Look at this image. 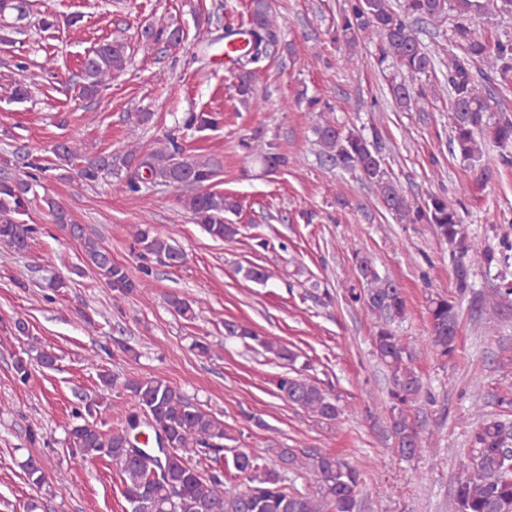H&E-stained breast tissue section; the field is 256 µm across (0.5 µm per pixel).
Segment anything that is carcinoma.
Masks as SVG:
<instances>
[{"mask_svg":"<svg viewBox=\"0 0 512 512\" xmlns=\"http://www.w3.org/2000/svg\"><path fill=\"white\" fill-rule=\"evenodd\" d=\"M340 21L336 25V49L346 64L355 60L359 47L375 45L374 64L387 80L395 107L401 112H423L428 98L448 96L451 106V137L448 150L472 169H486L487 146L499 148L498 162L512 165V112L501 108L494 94L482 93L478 79L490 88L512 84V35L507 33L491 42L476 35L473 20L478 16H512V0H342ZM15 14L21 21L29 15L28 0H0V16ZM448 24L447 41L459 49L446 57L430 50L420 39L417 25L436 28ZM250 39L247 47L235 52L238 64L237 91L243 103L255 98L254 71L251 66L271 56L278 45V15L270 0H250L248 12ZM146 48L165 43L171 48L181 45L180 30H148L142 35ZM446 67L444 82H430L435 62ZM126 43L104 42L95 47L81 67L80 96L98 97L106 87L107 77L125 69ZM329 105L319 110L314 128L318 156L329 167L341 169L365 181L382 208L399 224H429L440 238L455 245L452 254L456 265L457 287H470L465 259L474 249L463 227L464 218L457 204L445 195L429 193L421 201L410 197L385 168L377 138H368L348 128L333 116ZM150 115L141 112L130 128L131 144L123 154L112 157H88L73 139L53 146L54 157L78 167L79 177L95 183L112 175L125 174L126 192L134 199L153 185L174 189L196 187L199 192L183 197L185 207L196 223L215 240L231 241L239 234L235 224H228L224 214L239 210L233 195L206 190L217 176L208 159L182 157L183 148L174 135L165 137L162 147L148 154L138 153L139 126ZM217 125L210 112H191L183 122L187 129H208ZM32 184L25 179L0 181V242L16 252L27 248L34 227L17 220L30 203ZM76 240L84 262L101 278L106 287L121 296L135 294L144 287L128 268L112 261V254L96 239L79 231ZM134 243L143 261L166 259L174 266L185 261V254L169 243L148 224L136 229ZM364 283L360 292L349 289L352 302L362 305L379 322L373 340L374 354L389 369L394 388L391 398L396 413L390 417V432L401 456L410 458L420 452L421 442L412 422L400 406L416 403L423 384L411 367L416 353L409 349L392 328L405 312L401 288L387 276L378 274L370 260L360 258L356 264ZM167 304L178 316L194 317L192 303L177 294L167 297ZM459 323V303L455 298L439 296L431 300L429 325L432 347L450 358L455 351ZM227 335L252 340L274 356L290 371L274 381L277 395L312 416L334 422L342 413L332 386L313 379L295 367L299 354L288 345L261 337L250 327L224 322ZM16 382L25 384L31 376V362L16 359L12 365ZM132 402V412L122 427L101 429L97 422L85 420L74 425L64 440L74 458L92 461L108 458L117 465L124 479V497L130 512H356L359 473L348 463L317 450L297 453L292 448L278 451L286 466L313 473L316 490L304 493L288 483L277 469L261 462L246 451L232 457L234 477L246 489L234 494L224 491L229 470L222 466L201 472L192 464V456H207L218 462L224 455V441L229 439L224 421L204 410L178 387L161 378L132 379L123 384ZM150 416L148 443L163 434L170 449L156 456L132 457L131 438L140 431L139 415ZM512 432L500 420L487 418L475 428L469 458L455 482V512H512V480L501 475L512 460ZM163 479H154L155 472ZM28 482L40 488L46 482L42 467L33 459L25 464Z\"/></svg>","mask_w":512,"mask_h":512,"instance_id":"cac0c4a2","label":"carcinoma"}]
</instances>
